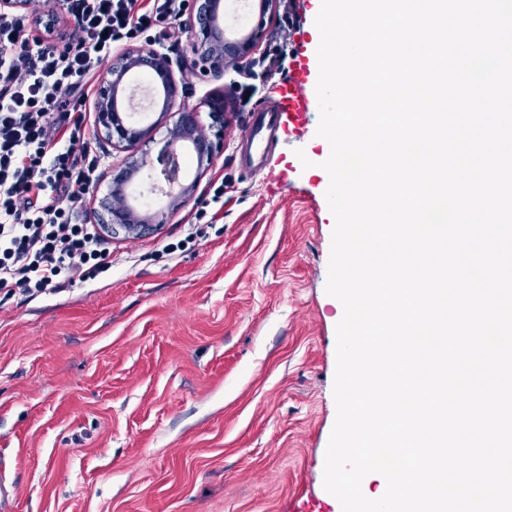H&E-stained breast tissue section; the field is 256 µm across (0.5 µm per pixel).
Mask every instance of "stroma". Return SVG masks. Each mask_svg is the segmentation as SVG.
<instances>
[{"label":"stroma","mask_w":512,"mask_h":512,"mask_svg":"<svg viewBox=\"0 0 512 512\" xmlns=\"http://www.w3.org/2000/svg\"><path fill=\"white\" fill-rule=\"evenodd\" d=\"M321 0H278L266 18L294 20L286 53L316 56ZM183 103L220 90L224 152L194 196L158 232L114 236L110 270L26 298L0 294V512H338L323 485L336 419V326L326 292L334 217L325 193L318 107L274 135L251 175L242 134L258 103L277 104L284 81L243 96L234 69L194 67L188 35L169 50ZM99 159L78 204L93 224L112 165ZM310 167H303V160ZM224 216L180 247L216 180ZM176 251H166V244Z\"/></svg>","instance_id":"1"}]
</instances>
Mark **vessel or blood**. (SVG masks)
I'll return each mask as SVG.
<instances>
[{
	"label": "vessel or blood",
	"instance_id": "1",
	"mask_svg": "<svg viewBox=\"0 0 512 512\" xmlns=\"http://www.w3.org/2000/svg\"><path fill=\"white\" fill-rule=\"evenodd\" d=\"M292 70L293 76L277 108L273 110L263 106L254 108L252 119L243 134L247 142H261L264 131L283 128L299 113L308 111L310 97L306 89L304 64L301 58H294Z\"/></svg>",
	"mask_w": 512,
	"mask_h": 512
}]
</instances>
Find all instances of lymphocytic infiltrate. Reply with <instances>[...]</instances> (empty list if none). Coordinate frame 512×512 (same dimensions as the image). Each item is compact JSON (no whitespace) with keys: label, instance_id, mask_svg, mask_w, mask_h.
<instances>
[{"label":"lymphocytic infiltrate","instance_id":"f902f5d3","mask_svg":"<svg viewBox=\"0 0 512 512\" xmlns=\"http://www.w3.org/2000/svg\"><path fill=\"white\" fill-rule=\"evenodd\" d=\"M65 47L19 36L0 16V293L65 288L104 272L112 254L73 204L94 182L96 160L80 145L79 102L115 44L150 36L177 41L190 0H70Z\"/></svg>","mask_w":512,"mask_h":512}]
</instances>
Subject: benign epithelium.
Masks as SVG:
<instances>
[{
  "instance_id": "obj_1",
  "label": "benign epithelium",
  "mask_w": 512,
  "mask_h": 512,
  "mask_svg": "<svg viewBox=\"0 0 512 512\" xmlns=\"http://www.w3.org/2000/svg\"><path fill=\"white\" fill-rule=\"evenodd\" d=\"M278 0H259V20L248 32H231L224 27V0H199L188 21L192 37V52L202 63V71L220 75L224 67L248 59L265 35L264 18L277 5ZM142 77L154 81V90L162 100L158 117L147 120L144 113L136 111L125 100L122 91ZM181 95L180 84L175 78L172 58L161 51L145 47L124 48L113 60L107 75L96 87L93 104L94 126L97 136L114 148L132 151L139 144L152 139L156 129L167 118ZM213 125L224 128V94L212 92L204 98ZM177 119L168 129V139L156 160L159 169L148 175L165 182L160 188L167 198L166 209L177 212L191 199L198 180L216 161L222 151L221 134L215 138L200 133L202 128L199 110L182 105L176 112ZM195 157L197 171L188 178L181 170L180 157ZM141 170L136 161H124L112 167V181L108 194L101 199L99 221L105 232L124 233L127 238H141L154 233L162 220L159 213L143 209L142 194L133 188L135 175Z\"/></svg>"
}]
</instances>
